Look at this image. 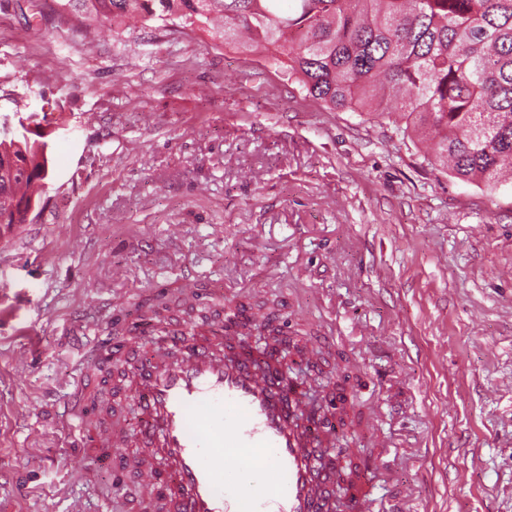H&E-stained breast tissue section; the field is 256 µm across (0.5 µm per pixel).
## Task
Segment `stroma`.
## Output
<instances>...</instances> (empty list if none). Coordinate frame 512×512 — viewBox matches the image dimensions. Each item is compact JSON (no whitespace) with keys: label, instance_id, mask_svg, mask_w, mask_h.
Listing matches in <instances>:
<instances>
[{"label":"stroma","instance_id":"35a3bbf8","mask_svg":"<svg viewBox=\"0 0 512 512\" xmlns=\"http://www.w3.org/2000/svg\"><path fill=\"white\" fill-rule=\"evenodd\" d=\"M44 114L47 202L0 236V512H169L62 426L102 329L228 301L349 374L374 512H512V182L434 163L260 54L0 0V116ZM129 365L99 400L135 434Z\"/></svg>","mask_w":512,"mask_h":512}]
</instances>
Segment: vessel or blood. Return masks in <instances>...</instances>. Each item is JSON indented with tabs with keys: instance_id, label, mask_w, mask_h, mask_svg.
<instances>
[{
	"instance_id": "obj_1",
	"label": "vessel or blood",
	"mask_w": 512,
	"mask_h": 512,
	"mask_svg": "<svg viewBox=\"0 0 512 512\" xmlns=\"http://www.w3.org/2000/svg\"><path fill=\"white\" fill-rule=\"evenodd\" d=\"M127 350L99 337L69 395L63 425L93 447L98 462H111L127 441L105 421L85 430L88 396L102 364ZM272 367L269 357H226L190 332L168 329L150 359L132 364L138 439L160 455L156 467L130 464L139 483L177 501L182 512H327L317 469L320 433L297 427L308 402L286 394ZM372 501L367 478L346 508L372 512Z\"/></svg>"
}]
</instances>
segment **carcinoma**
I'll return each instance as SVG.
<instances>
[{
	"instance_id": "1",
	"label": "carcinoma",
	"mask_w": 512,
	"mask_h": 512,
	"mask_svg": "<svg viewBox=\"0 0 512 512\" xmlns=\"http://www.w3.org/2000/svg\"><path fill=\"white\" fill-rule=\"evenodd\" d=\"M114 29L162 22L263 54L329 108L430 130L455 177L512 168V0H57ZM0 140V229L42 198L47 143Z\"/></svg>"
}]
</instances>
